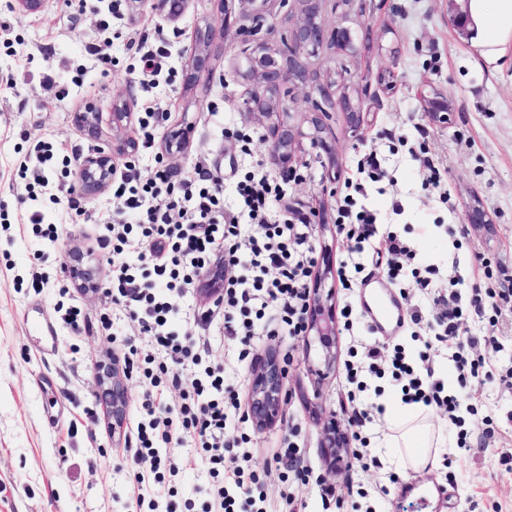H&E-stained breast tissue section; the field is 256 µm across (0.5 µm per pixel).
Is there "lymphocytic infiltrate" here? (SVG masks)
<instances>
[{
  "label": "lymphocytic infiltrate",
  "instance_id": "1",
  "mask_svg": "<svg viewBox=\"0 0 512 512\" xmlns=\"http://www.w3.org/2000/svg\"><path fill=\"white\" fill-rule=\"evenodd\" d=\"M70 164V158L56 155L50 143H35L19 167L28 200L38 201L40 191L50 189L46 169ZM196 172V178L177 184L164 169L144 180L123 175L111 187L115 208L91 215L82 210L78 216L107 231L104 243L111 246L113 261L105 289L156 349L143 357L132 344L124 357L129 365L136 358L144 359L143 376L149 384L135 457L149 463L150 469L148 474H137V482L150 478L160 483L166 472L176 471V462L162 456L161 450L189 436L215 479L213 512H250L257 504L252 486L259 480L258 471L250 466L252 451L242 441L231 444L224 438L229 419L240 408L239 397L225 386L223 368L203 359L201 351L208 348V341L182 334L180 310L170 297L188 295L214 252L223 251L224 265L232 274L224 280L220 299L198 321L207 326L223 317L225 335L247 350L262 320L277 322L292 336L304 333L315 259L308 245L307 219L279 215L276 204L283 189L263 169L245 172L238 179L235 211L224 207L220 179L201 166ZM375 222L374 214L357 208L354 197L345 195L338 211L348 254L337 270L342 288L356 286L355 275L364 269L357 257L369 250L393 280L405 264H412L416 290L432 299L438 312L434 335L419 355L400 345L389 351L376 345L351 351L344 363L343 407L350 411L353 424L366 422L370 410L362 376H388L399 386L405 403H420L447 416L456 430L457 447L469 448L473 432L460 412L477 414L486 381L499 359L508 363L500 381L512 389V353L502 354L495 335L504 307L512 306V289L476 287L466 301L457 292H443L435 283L436 269L415 267L417 253L407 241L390 234L371 245ZM445 349L451 352L456 372L452 388L432 377L433 355ZM170 387L179 390L180 404L157 406L156 391Z\"/></svg>",
  "mask_w": 512,
  "mask_h": 512
}]
</instances>
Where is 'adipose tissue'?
<instances>
[{
    "label": "adipose tissue",
    "mask_w": 512,
    "mask_h": 512,
    "mask_svg": "<svg viewBox=\"0 0 512 512\" xmlns=\"http://www.w3.org/2000/svg\"><path fill=\"white\" fill-rule=\"evenodd\" d=\"M471 18L483 34V44L497 45L504 32L512 29V0H472ZM382 404L390 419V432L380 442L386 469L423 468L432 448L440 443V433L423 406L402 403L399 396L391 394Z\"/></svg>",
    "instance_id": "1"
}]
</instances>
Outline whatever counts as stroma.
Segmentation results:
<instances>
[{"label": "stroma", "mask_w": 512, "mask_h": 512, "mask_svg": "<svg viewBox=\"0 0 512 512\" xmlns=\"http://www.w3.org/2000/svg\"><path fill=\"white\" fill-rule=\"evenodd\" d=\"M9 3L0 0V209L10 222L9 229L0 228V512H134L139 493L134 455L145 379L133 371L124 429L116 437L96 399L92 370L107 352L124 353L127 338H134L142 354L153 348L125 318L114 321L116 339L108 341L99 319L114 313L111 297L85 295L66 268L69 250H89L100 277H107L112 251L97 244L101 228L73 222L71 207L94 212L112 206V197L107 192L84 195L76 175L52 174V182L65 183L67 190L59 203L45 200L38 209L43 223L56 225L58 238L53 244L39 241L25 228L30 206L22 201L18 165L39 140L80 158L110 148L118 138L138 137L139 117L153 112L152 148L115 157L118 174H125L131 162L141 175L164 167L181 179L192 176L201 162L220 178L224 206L233 209L242 173L258 163L269 174L277 172L267 142L268 122L245 106L258 86L240 72L235 30L215 37V77L203 78L193 90L185 86L196 28L202 15L216 14L217 0H189L173 21L157 14L150 0L136 10L128 0H50L37 16L20 14ZM229 8L247 26L256 11H263L282 34L294 28L302 5L300 0H230ZM457 9L456 0H328L322 21L327 28L346 29L351 47L338 52L326 46L305 60L331 99L359 97L369 119L360 138L345 113L325 117L330 151L307 139L296 145L294 174L282 178L285 195L277 204L284 215L311 219L317 212L324 218L311 226L315 269L324 288L335 290L337 307L351 306L357 318L354 335L339 336L341 352L356 340L383 347L400 344L411 352L425 344L414 336L412 302H403L398 330L378 333L365 318V289L347 292L338 280L346 242L336 225V208L346 181L358 178L359 158L370 150L386 156L387 175L377 182L364 180L356 200L376 215V237L393 232L411 241L418 263L437 269L439 287L461 295L482 283L485 261L503 287L512 286V39L500 45L497 57H485L475 36H464L453 26ZM105 22L110 25L106 33L101 30ZM139 45L162 50L159 70L143 69L135 51ZM104 56L109 59L105 65L100 62ZM381 72L390 74L391 91L375 84L364 87L365 75ZM431 87L455 101L448 123L431 122L423 110L418 93ZM119 100L127 103L131 121L117 133L112 110ZM90 107L95 121L79 122L78 113ZM180 129L188 146L178 157H167L163 141ZM241 132L253 138L249 149L237 139ZM431 162L446 171L449 202L422 186ZM476 199L492 227L466 223ZM33 266L44 277L42 290L15 288L17 278L27 277ZM63 285L87 320L81 334L58 325L56 303ZM34 303L58 326L49 355L41 354L28 336L24 316ZM175 303L185 314L184 332L209 336L210 358L223 367L225 383L240 398L248 396L250 370L260 356L276 354L288 371L282 422L259 430L241 413L224 431L228 441L248 436L268 503H276L288 486V467L275 452L295 429L309 469L308 485L297 490L301 512H420L412 491L416 485L454 487L450 512H512V463L500 460L502 452H512V397L501 395L497 383L485 387L497 426L490 434L475 432L470 449L456 448L446 417L428 409L443 439L455 448L448 458L451 466H444L447 458L439 454L420 471L374 468L361 475L353 468L334 470L320 440L329 415L348 419L340 405L343 368L319 370L305 361L298 338L276 332L271 323L258 327L252 351L240 358L237 343L221 326L206 330L196 320L212 307V298L198 290ZM167 453L180 471L154 485V493L176 512H204L212 483L207 464L188 444H171ZM357 477L368 497L353 492L342 508L323 506L321 484L341 488Z\"/></svg>", "instance_id": "1"}]
</instances>
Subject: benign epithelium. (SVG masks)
Returning <instances> with one entry per match:
<instances>
[{"label":"benign epithelium","instance_id":"1","mask_svg":"<svg viewBox=\"0 0 512 512\" xmlns=\"http://www.w3.org/2000/svg\"><path fill=\"white\" fill-rule=\"evenodd\" d=\"M302 3L301 16L292 32L273 44L261 39L258 34L265 29L274 30L266 24L262 12L255 13L252 25L238 28L244 47L238 52L242 57L244 76L258 77L264 84L263 95L255 96L245 103L247 109L258 111L272 120L270 143L272 157L284 170H290L288 163L296 141L308 136L312 143L326 152H331L327 141L326 127L321 119L326 110L315 102L307 117L308 131L289 120L290 112L285 98L291 93L287 84L298 79L305 82L309 75L304 69L301 58L313 54L324 43L339 50L349 47L347 34L340 28L328 29L318 20L320 4L324 0H299ZM188 0H156V7L169 20L177 19L183 12ZM47 0H14L13 8L27 15H37L45 10ZM216 33L215 22L204 19L196 30L193 56L186 72L187 84L192 86L199 74L213 72L211 60L212 42ZM425 112L435 122L446 123L454 110L453 100L445 94L422 95ZM338 107L347 112L353 127L364 124V113L360 112L359 100L346 97ZM114 172V155L110 151L99 150L86 156L78 167L81 188L89 195L105 192ZM204 282L212 285L211 293L218 296L223 291L224 270H207ZM332 293H324L320 285L311 289L310 302L306 312V330L302 336V351L305 359L316 352L320 364L327 370L336 368L339 357V336L336 314L331 304ZM287 372L278 358L268 354L256 361L251 371V385L248 394L247 417L253 425L262 429L277 422L285 400L284 380ZM97 394L105 402V414L116 435L123 429L129 403L128 381L131 378L129 368L119 360H112V367L100 366L94 373ZM321 447L325 449L331 466L344 463L349 454L350 437L347 429L336 420V416L327 419L322 428Z\"/></svg>","mask_w":512,"mask_h":512}]
</instances>
